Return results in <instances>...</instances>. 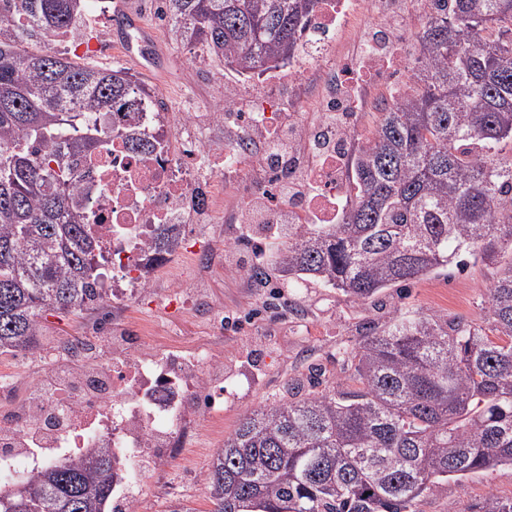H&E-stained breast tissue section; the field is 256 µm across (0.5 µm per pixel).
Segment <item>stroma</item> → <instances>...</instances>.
Segmentation results:
<instances>
[{
  "instance_id": "obj_1",
  "label": "stroma",
  "mask_w": 512,
  "mask_h": 512,
  "mask_svg": "<svg viewBox=\"0 0 512 512\" xmlns=\"http://www.w3.org/2000/svg\"><path fill=\"white\" fill-rule=\"evenodd\" d=\"M117 0H90L88 21L80 32L84 41L98 44L88 62L123 67L147 84L157 98L172 109L204 114L210 112L217 93L232 85L238 90L240 109L249 110L271 101L285 113H303L314 122L316 112H301L303 104L319 99L317 77L321 67H335V58L323 65H310L305 83H297L287 71L264 79L245 80L224 69L223 62L192 56L175 42L160 11V0H124L144 21L154 38L158 65L133 60L113 50L110 20ZM245 191L235 175L225 177L224 201L220 207L202 210L188 204L190 221L186 245L193 250L213 248L218 242L236 239L231 217L242 208ZM266 281L253 278L250 270H232L224 262L206 269L176 259L138 298L124 305L103 303L76 314L46 312L36 353L6 356L12 377L11 393L20 398L30 383L50 367L68 363L69 342L91 346L94 356L110 354L112 337L131 320H145L159 330V342L184 351L209 348L222 353L224 365V418L203 424L190 446L163 474L151 477L144 487L133 489L136 512H171L182 504L196 512H209L211 504L205 476L224 440L237 428L250 409L280 399L288 384L301 380L305 392L325 388L344 389L350 384L348 357L365 337L382 330L399 310L412 309L448 319L461 318L489 327L486 290L495 271L481 264L451 265L429 274L409 288H388L360 304L340 291L312 282L276 294L280 276L274 262H266ZM176 282H189L196 291L182 303L167 299ZM222 314L231 325L216 331L211 317ZM512 498V466L476 472L448 482L446 492L427 496L417 512H473L488 495Z\"/></svg>"
}]
</instances>
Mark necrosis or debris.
Instances as JSON below:
<instances>
[{"mask_svg":"<svg viewBox=\"0 0 512 512\" xmlns=\"http://www.w3.org/2000/svg\"><path fill=\"white\" fill-rule=\"evenodd\" d=\"M390 0H320L310 18L312 29L323 31L369 16L377 25L375 36L350 49L351 57H378L390 49ZM106 121L117 134L88 155L77 169L72 185L90 193L86 223L99 244V260L111 273L107 295L128 302L149 288L164 266L153 259L151 247L161 231H168L173 257L185 254L186 214L189 199L202 198L217 206L224 195L221 169L212 159H227L238 169L261 163L247 136L228 134L212 145L194 129L181 142L172 138L170 112H109ZM144 144L132 150L127 134ZM331 161H316L313 177L320 190L307 203L293 205V221L308 223L315 216L338 223L339 200L347 196L346 175L329 176ZM151 324L128 326L117 342L124 356L117 363L99 358L74 367L56 401L40 404L34 391L0 414V472L17 463L38 466L51 460L76 459L90 448L112 451L117 480L115 495H125L131 482L147 478L139 463L145 449H153L159 464L171 462L187 446L198 428L199 415L188 401L204 390L209 373L219 361L213 351L183 356L179 349L156 350Z\"/></svg>","mask_w":512,"mask_h":512,"instance_id":"4bbe7bcc","label":"necrosis or debris"}]
</instances>
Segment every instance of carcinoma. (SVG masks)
Listing matches in <instances>:
<instances>
[{"mask_svg":"<svg viewBox=\"0 0 512 512\" xmlns=\"http://www.w3.org/2000/svg\"><path fill=\"white\" fill-rule=\"evenodd\" d=\"M319 0H164L169 33L238 76L288 62ZM428 64L356 152L338 224H282L284 283L364 301L461 255L494 266L492 326L407 311L353 352L358 388L244 414L206 474L210 512H415L448 480L512 466V0H418ZM86 0H0V355L38 348L47 311L103 302L74 166L112 127L165 110L125 68L53 48ZM112 450L52 461L0 512H108ZM476 512H512L491 494Z\"/></svg>","mask_w":512,"mask_h":512,"instance_id":"carcinoma-1","label":"carcinoma"}]
</instances>
